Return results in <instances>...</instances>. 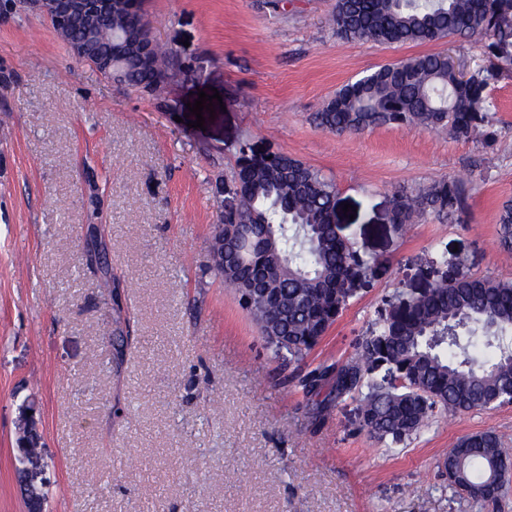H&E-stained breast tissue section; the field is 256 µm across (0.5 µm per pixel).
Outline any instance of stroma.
<instances>
[{
	"label": "stroma",
	"instance_id": "stroma-1",
	"mask_svg": "<svg viewBox=\"0 0 512 512\" xmlns=\"http://www.w3.org/2000/svg\"><path fill=\"white\" fill-rule=\"evenodd\" d=\"M335 5L143 0L155 39L177 51L154 95L77 60L42 17L0 21V512H27L16 421L29 405L45 512H482L449 490L442 463L477 431L512 446V405L439 413L398 448L358 430L351 398L312 422L293 368L208 269L215 184L246 146L320 170L351 206L335 213L339 234L378 261L304 370L354 357L388 301L429 287L438 253L512 280L496 240L512 199V71L491 86V140L325 131L314 113L380 66L482 60L471 38L341 39ZM214 89L222 109L188 127L189 103ZM444 177L463 180L461 208L396 229L393 194Z\"/></svg>",
	"mask_w": 512,
	"mask_h": 512
}]
</instances>
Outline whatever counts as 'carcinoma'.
<instances>
[{
	"label": "carcinoma",
	"mask_w": 512,
	"mask_h": 512,
	"mask_svg": "<svg viewBox=\"0 0 512 512\" xmlns=\"http://www.w3.org/2000/svg\"><path fill=\"white\" fill-rule=\"evenodd\" d=\"M129 6L75 24L59 34L68 46L88 33L125 25ZM336 34L379 44L432 43L458 35L477 39L485 75L512 69V0H336ZM97 54L114 55L119 81L155 94L172 75L175 50L155 45L152 61L119 52L112 38ZM490 83L462 81L448 56L429 53L386 64L343 85L315 113L336 133L379 126L447 129L469 138L489 124ZM236 209L223 215L209 242V270L233 289L259 326L265 348L301 364L349 305L345 288L354 248L336 232L332 183L288 154L269 160L240 150L231 182ZM463 183L442 179L394 195L391 221L403 227L418 215L451 217ZM500 250L512 255V200L502 204ZM357 357L313 368L299 379L313 416L325 419L345 398L359 400V429L387 447L421 433L439 410L451 414L509 403L512 392V280L465 271L400 303H392ZM512 472V448L491 431L467 435L448 451V488L496 508L501 488L485 489L490 467Z\"/></svg>",
	"instance_id": "obj_1"
}]
</instances>
